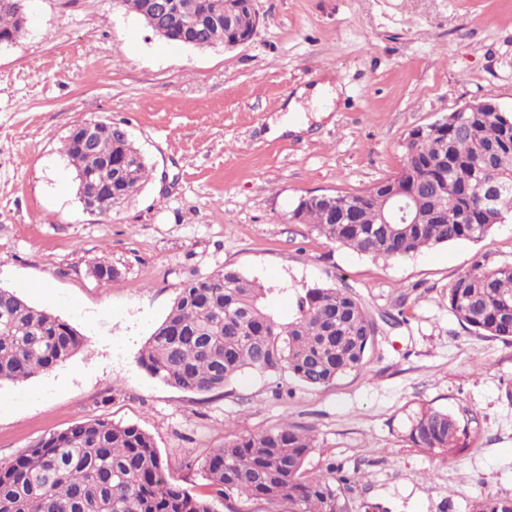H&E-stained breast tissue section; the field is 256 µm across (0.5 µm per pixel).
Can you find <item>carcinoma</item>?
<instances>
[{"label":"carcinoma","instance_id":"carcinoma-1","mask_svg":"<svg viewBox=\"0 0 512 512\" xmlns=\"http://www.w3.org/2000/svg\"><path fill=\"white\" fill-rule=\"evenodd\" d=\"M158 22L171 42L226 44L253 32L256 15L244 8L231 25L216 6L222 0H171ZM24 0H0V44L25 29ZM64 152L78 176L88 179L95 211H110L136 195L150 176L126 128L97 123V133L66 138ZM495 153L493 170L483 155ZM412 161L425 201L416 224H380L390 203L362 202L361 224L336 223V206L305 200L299 223L357 253L392 259L458 241H479L512 217V114L467 112L448 117V141L410 140ZM503 185L493 197L483 178ZM448 180V192L435 184ZM267 289L234 269L187 283L165 320L140 353L141 365L161 382L195 393H212L246 369L286 371L307 387L327 385L359 371L377 327L347 287L316 285L299 294L294 317L282 323L265 304ZM448 309L467 331L512 341V263H477L448 284ZM84 337L59 317L38 310L0 288V382L18 383L49 372L71 358ZM466 428L452 413L423 407L415 412L408 439L416 448L448 454ZM314 437L288 423L238 435L211 448L204 467L215 493L267 505L266 512H349L346 492L355 475L334 462L307 469ZM0 512H214L212 502L170 481L151 435L135 425L83 422L51 435L10 460H0ZM471 512H512V498L492 494L474 500Z\"/></svg>","mask_w":512,"mask_h":512}]
</instances>
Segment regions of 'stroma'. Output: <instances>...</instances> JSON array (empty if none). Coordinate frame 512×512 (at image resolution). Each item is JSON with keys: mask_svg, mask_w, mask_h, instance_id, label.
<instances>
[{"mask_svg": "<svg viewBox=\"0 0 512 512\" xmlns=\"http://www.w3.org/2000/svg\"><path fill=\"white\" fill-rule=\"evenodd\" d=\"M246 45L197 49L155 36L121 0H27L0 46V288L85 338L70 359L0 383V459L77 423L150 433L169 478L210 491L203 459L229 436L289 422L357 474L356 506L469 512L512 497V343L463 329L449 283L475 261L512 263V223L477 242L375 260L291 219L300 198L356 192L398 171L413 128L469 101L512 108V0H257ZM341 86L329 118L272 138L323 69ZM85 120L123 123L152 177L122 207L84 210L63 146ZM110 265L109 282L89 271ZM233 268L273 287L281 319L316 284L352 288L380 322L361 371L310 388L245 372L220 394L153 378L139 351L184 285ZM403 312L400 324L386 314ZM432 406L467 429L452 457L408 440ZM472 512H512V498L492 494L474 500Z\"/></svg>", "mask_w": 512, "mask_h": 512, "instance_id": "35a3bbf8", "label": "stroma"}]
</instances>
